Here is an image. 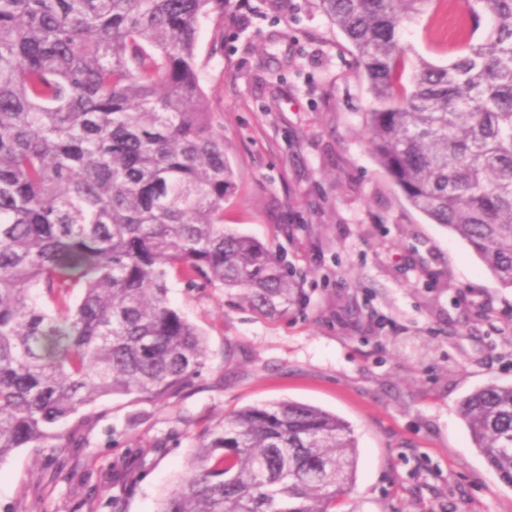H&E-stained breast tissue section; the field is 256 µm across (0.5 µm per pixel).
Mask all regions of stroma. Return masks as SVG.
I'll use <instances>...</instances> for the list:
<instances>
[{"mask_svg": "<svg viewBox=\"0 0 512 512\" xmlns=\"http://www.w3.org/2000/svg\"><path fill=\"white\" fill-rule=\"evenodd\" d=\"M403 42L438 65L448 8ZM200 84L224 125L236 189L224 224L302 273L304 302L265 318L220 288L168 281L172 307L206 339L207 363L161 401L115 394L70 422L68 456L22 448L0 463V512H91L72 473L113 503L157 512L205 427L249 405L300 402L348 422L353 491L336 512H512L460 417L474 388L512 382V289L461 239L412 209L361 133L371 105L344 34L314 0H231L202 20ZM133 474L113 491L111 467Z\"/></svg>", "mask_w": 512, "mask_h": 512, "instance_id": "1", "label": "stroma"}]
</instances>
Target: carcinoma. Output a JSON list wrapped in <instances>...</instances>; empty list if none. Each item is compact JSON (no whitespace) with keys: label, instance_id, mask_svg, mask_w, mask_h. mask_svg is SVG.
I'll return each instance as SVG.
<instances>
[{"label":"carcinoma","instance_id":"obj_1","mask_svg":"<svg viewBox=\"0 0 512 512\" xmlns=\"http://www.w3.org/2000/svg\"><path fill=\"white\" fill-rule=\"evenodd\" d=\"M316 2L369 85L363 133L383 172L512 288V0H460L445 65L401 41L432 0ZM227 4L0 0V463L68 454L65 426L104 397L193 383L205 339L170 305V274L266 318L299 304L271 249L224 231L235 171L195 47ZM459 413L512 487V384L474 389ZM356 469L336 415L247 406L200 437L157 512H335Z\"/></svg>","mask_w":512,"mask_h":512}]
</instances>
